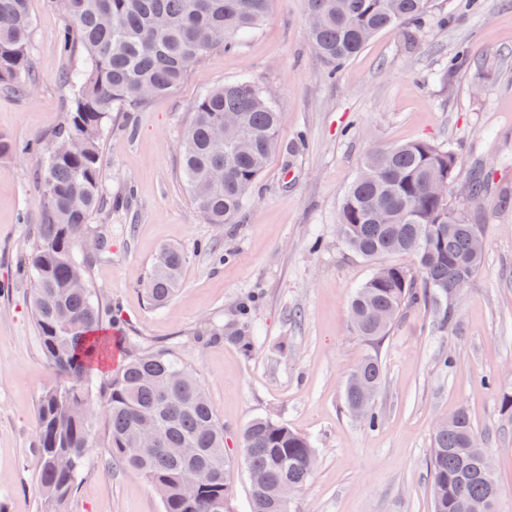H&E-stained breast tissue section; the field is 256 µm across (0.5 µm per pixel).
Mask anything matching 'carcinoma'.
<instances>
[{"label":"carcinoma","mask_w":512,"mask_h":512,"mask_svg":"<svg viewBox=\"0 0 512 512\" xmlns=\"http://www.w3.org/2000/svg\"><path fill=\"white\" fill-rule=\"evenodd\" d=\"M71 19L65 44L86 53L69 69L70 107L52 142L43 148V201L37 237L27 262L33 282L34 326L48 364L67 377L37 404L40 512H61L96 441L89 409L87 365L98 355L96 334L102 302L89 288L87 257L76 240L88 234L104 207L101 192L104 124L116 109L133 110L175 89L206 54L232 49L258 29L272 0H60ZM432 0H306L315 26L309 37L335 74L377 34L422 25ZM30 0H0V82L26 93L32 84L28 47ZM282 114L253 81L240 79L205 91L192 105L180 146L181 171L197 210L210 224H230L244 208L277 143ZM459 158L428 141L381 145L369 151L350 183L338 216L342 240L355 255L376 264L353 294L349 318L355 335L369 343L345 380V405L363 407L378 423L373 399L383 378L378 348L403 312L424 305L438 328H451L456 310L448 292L463 294L483 258V213L454 206L430 182L434 173L453 184ZM473 168L466 192L477 201L492 192ZM409 256L412 270L387 258ZM187 255L165 249L154 262L145 291L155 305L179 290ZM247 308L230 323L208 324L205 341L225 339L252 351ZM103 383L106 447L112 459L141 474L159 493L163 512H216L228 504L224 423L203 387L167 349L141 352ZM172 378L166 396L159 384ZM156 430L158 446L142 448V427ZM196 448L188 458L185 449ZM248 471L265 477L251 487L252 512H288L280 488L301 490L317 465L309 439L278 420L258 418L243 432ZM485 454L468 413L459 410L434 431L428 460L433 512H470L476 500L495 512L498 482L483 470ZM60 455L69 470L53 466Z\"/></svg>","instance_id":"1"}]
</instances>
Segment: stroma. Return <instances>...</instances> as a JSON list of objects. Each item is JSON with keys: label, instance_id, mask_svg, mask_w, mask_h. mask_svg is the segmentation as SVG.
<instances>
[{"label": "stroma", "instance_id": "35a3bbf8", "mask_svg": "<svg viewBox=\"0 0 512 512\" xmlns=\"http://www.w3.org/2000/svg\"><path fill=\"white\" fill-rule=\"evenodd\" d=\"M432 0L413 32L381 33L336 77L307 34L305 0H273L264 25L230 51L204 57L170 93L133 112H113L105 130L103 196L91 224L104 243L92 255L90 284L113 303L103 324L108 353L91 369L99 388L125 360L120 339L167 348L204 386L224 424L230 512H251L241 435L260 417L309 437L319 464L291 499L290 512H432L427 461L435 424L458 409L470 415L497 471V512H512V417L500 410L512 390V0ZM29 61L34 87L21 96L0 85V136L48 145L70 104L61 79L81 66L64 56L70 19L60 0H30ZM467 63L449 70L458 50ZM247 77L283 114L279 146L234 223H207L180 170L179 143L191 107L207 89ZM431 140L456 148L462 165L448 193L463 203L474 163L493 192L485 215L482 268L456 305L452 332L432 311L409 309L382 343L384 381L377 427L344 406L346 375L368 352L348 321V299L372 273L336 234L346 189L376 145ZM39 153L0 154V512H39L37 402L58 384L31 315L32 284L22 269L40 222ZM321 240L312 250V240ZM166 245L187 254L177 295L152 307L142 284ZM249 305L251 354L197 331ZM494 376L491 385L483 376ZM62 512H162L140 474L91 448Z\"/></svg>", "mask_w": 512, "mask_h": 512}]
</instances>
